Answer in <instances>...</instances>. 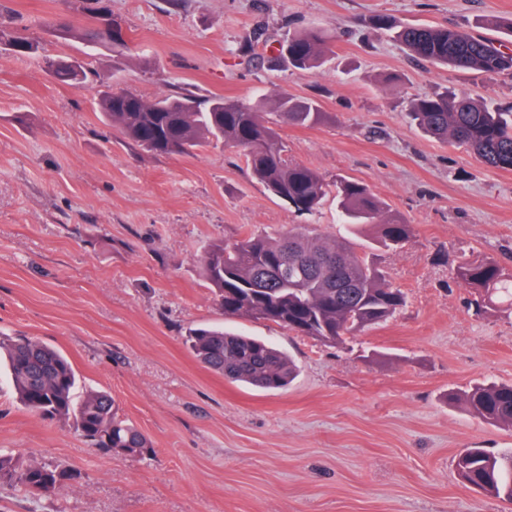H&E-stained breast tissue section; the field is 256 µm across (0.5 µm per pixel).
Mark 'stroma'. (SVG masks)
<instances>
[{
	"instance_id": "1",
	"label": "stroma",
	"mask_w": 512,
	"mask_h": 512,
	"mask_svg": "<svg viewBox=\"0 0 512 512\" xmlns=\"http://www.w3.org/2000/svg\"><path fill=\"white\" fill-rule=\"evenodd\" d=\"M103 3L126 48L87 51L80 34L94 20L81 0H0V27L88 71L75 88L41 58L0 51V335L60 349L79 390L109 392L154 452L90 447L73 422L25 409L0 366V454L68 474L44 496L0 483V512H512L455 465L467 448H512V429L445 400L477 382L512 384V308L475 313L476 291L453 275L459 262L493 259L512 277V171L408 115L412 99L446 87L510 107L512 75L416 59L371 23L462 25L507 44L496 23L512 17V0ZM309 27L334 38L312 72L279 56ZM108 85L147 98L317 99L322 123L278 124L286 157L367 184L411 224L401 250H357L405 306L340 345L225 316L202 274L205 248L250 231L341 237L334 197L297 213L221 143L144 151L104 124L97 97ZM202 325L269 339L297 377L274 392L228 382L183 343Z\"/></svg>"
}]
</instances>
